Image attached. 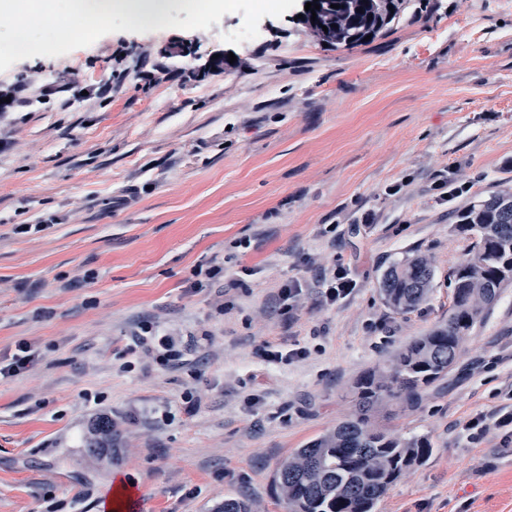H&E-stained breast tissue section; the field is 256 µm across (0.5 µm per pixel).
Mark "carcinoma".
<instances>
[{
    "instance_id": "cac0c4a2",
    "label": "carcinoma",
    "mask_w": 512,
    "mask_h": 512,
    "mask_svg": "<svg viewBox=\"0 0 512 512\" xmlns=\"http://www.w3.org/2000/svg\"><path fill=\"white\" fill-rule=\"evenodd\" d=\"M407 0H320L316 20L302 23L321 42L349 48L386 34L399 20ZM340 8L335 9L333 5ZM328 30H323V27ZM459 231L472 235L468 257L449 275L452 302L441 322L402 350L391 371L371 373L356 384L359 415L298 448L280 466L275 483L289 512H373L375 504L406 472L431 455L421 436L401 438L371 418L385 399L406 403L444 378L455 366L460 345L512 284V190L504 189L465 206L455 214ZM434 278L431 263L408 256L383 274L386 303L402 313L415 311L428 298ZM87 451L112 447V423L99 418Z\"/></svg>"
}]
</instances>
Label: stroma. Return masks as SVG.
I'll list each match as a JSON object with an SVG mask.
<instances>
[{"mask_svg":"<svg viewBox=\"0 0 512 512\" xmlns=\"http://www.w3.org/2000/svg\"><path fill=\"white\" fill-rule=\"evenodd\" d=\"M296 15L235 46L230 13L0 71L25 89L0 120V361L21 342L35 352L0 378V512H106L117 476L131 485L120 512H216L230 497L288 512L281 463L447 319L467 246L455 211L512 189V0H408L355 48L324 46ZM452 171L472 187L447 200L434 183ZM413 254L434 278L403 314L379 283ZM208 260L242 287L188 293ZM333 264L357 287L327 306L312 284ZM292 277L310 287L285 314ZM142 323L178 338L185 364L135 347ZM267 341L306 355L266 363ZM511 389L512 286L418 406L375 413L432 453L374 512H512V442L465 433ZM102 416L112 451L98 457L86 440Z\"/></svg>","mask_w":512,"mask_h":512,"instance_id":"1","label":"stroma"}]
</instances>
